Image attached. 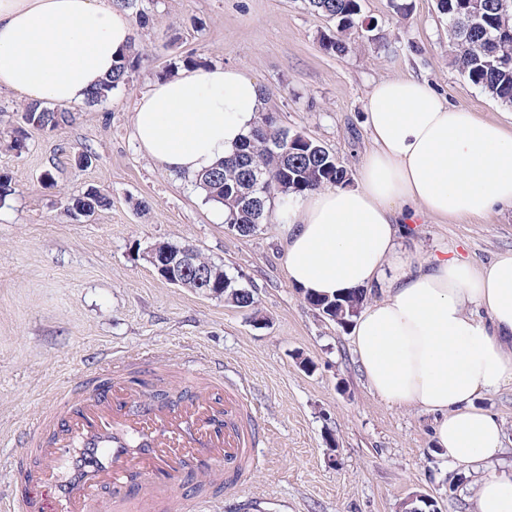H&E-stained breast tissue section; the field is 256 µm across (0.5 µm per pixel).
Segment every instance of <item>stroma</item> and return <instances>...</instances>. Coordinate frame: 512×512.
I'll list each match as a JSON object with an SVG mask.
<instances>
[{
  "instance_id": "obj_1",
  "label": "stroma",
  "mask_w": 512,
  "mask_h": 512,
  "mask_svg": "<svg viewBox=\"0 0 512 512\" xmlns=\"http://www.w3.org/2000/svg\"><path fill=\"white\" fill-rule=\"evenodd\" d=\"M360 0L361 22L340 33L305 0H137L150 22L137 38L147 58L126 87L102 102L71 106V122L32 134L0 171L17 187L0 206V453L19 457L57 394L93 373L102 352L176 371L200 363L245 392L267 432L260 464L225 497L222 512H405L433 496L442 512H475L479 473L449 469L431 419L393 408L369 389L351 332L324 318L288 280L284 229L274 205L250 235L224 222L194 180L162 170L138 147L132 117L156 79L189 61L250 73L265 112L318 141L357 175L371 148L363 126L374 82L414 76L451 104L512 132V107L492 99L453 65L448 20L436 0ZM342 36L349 50H325ZM92 152L90 166L80 154ZM51 171L54 187L41 182ZM98 186L112 205L84 217L68 198ZM192 243L249 289L259 318L223 299L162 279L148 261L158 243ZM403 254L437 250L486 261L512 251V209L481 218L427 216L405 227ZM480 403L503 422L489 471L512 475V385Z\"/></svg>"
}]
</instances>
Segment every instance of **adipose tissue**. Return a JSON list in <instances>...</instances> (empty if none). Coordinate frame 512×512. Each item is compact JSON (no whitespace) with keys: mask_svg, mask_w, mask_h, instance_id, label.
I'll list each match as a JSON object with an SVG mask.
<instances>
[{"mask_svg":"<svg viewBox=\"0 0 512 512\" xmlns=\"http://www.w3.org/2000/svg\"><path fill=\"white\" fill-rule=\"evenodd\" d=\"M132 36L130 17L111 0H0V88L79 103ZM262 105L244 70L186 69L138 98L134 137L165 170L192 178L249 134ZM364 124L372 148L358 186L323 188L288 205V279L328 298L379 291L353 329L370 389L432 416L449 468L476 470L503 446L500 420L478 401L512 384V252L483 263L413 265L399 236L413 213L451 220L512 207V132L412 76L377 82ZM476 512H512V477H484Z\"/></svg>","mask_w":512,"mask_h":512,"instance_id":"1","label":"adipose tissue"}]
</instances>
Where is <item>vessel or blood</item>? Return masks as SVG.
Listing matches in <instances>:
<instances>
[{"mask_svg":"<svg viewBox=\"0 0 512 512\" xmlns=\"http://www.w3.org/2000/svg\"><path fill=\"white\" fill-rule=\"evenodd\" d=\"M181 393L160 399L143 363L126 377L104 354L93 378L64 391L31 432L27 456L6 464L18 492L0 512H43L36 488H49L53 512H163L189 479L207 474L191 512H215L259 459L261 425L223 375L177 372Z\"/></svg>","mask_w":512,"mask_h":512,"instance_id":"1","label":"vessel or blood"}]
</instances>
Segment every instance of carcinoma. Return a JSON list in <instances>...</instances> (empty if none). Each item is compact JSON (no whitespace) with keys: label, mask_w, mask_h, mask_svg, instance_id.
Returning <instances> with one entry per match:
<instances>
[{"label":"carcinoma","mask_w":512,"mask_h":512,"mask_svg":"<svg viewBox=\"0 0 512 512\" xmlns=\"http://www.w3.org/2000/svg\"><path fill=\"white\" fill-rule=\"evenodd\" d=\"M309 8L346 31L359 16V0H307ZM440 14L447 16L455 39L454 63L460 73L481 87L493 99L512 106V0H437ZM147 54L132 42L128 54L116 64L112 74L90 92L87 102L96 104L113 91L126 86L132 73ZM22 113L31 122H22L11 130L9 148L18 153L27 149L31 131L51 132L70 119V112L51 109L41 102H29ZM350 180L348 169L317 141L292 133L276 125L265 115L248 137L211 170L195 179L205 200L224 207V222L242 234H250L269 222L274 199L287 206L288 197ZM111 205L99 189L90 187L67 201L68 212L88 208L95 212ZM215 297L245 310L255 309L253 293L224 273V267L212 263ZM366 298L363 290H354L334 299L305 297L307 303L342 328L350 326Z\"/></svg>","instance_id":"1"}]
</instances>
